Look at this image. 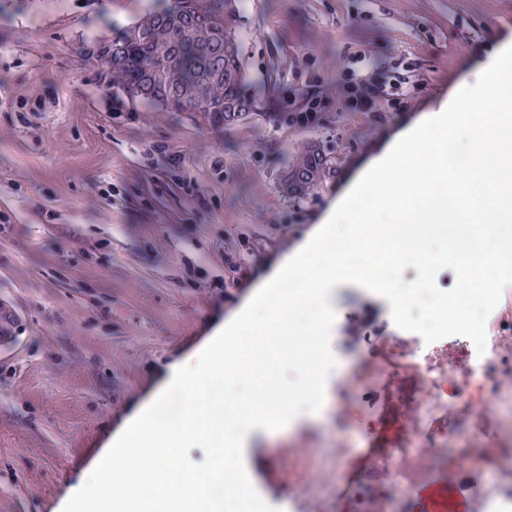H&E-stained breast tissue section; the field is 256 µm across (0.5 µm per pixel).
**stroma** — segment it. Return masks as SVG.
Listing matches in <instances>:
<instances>
[{
    "label": "stroma",
    "mask_w": 512,
    "mask_h": 512,
    "mask_svg": "<svg viewBox=\"0 0 512 512\" xmlns=\"http://www.w3.org/2000/svg\"><path fill=\"white\" fill-rule=\"evenodd\" d=\"M158 4L0 0V306L18 316L0 346V512H61L97 456L317 232L391 138L443 111L512 41V0H244L259 106L214 131L133 109L99 75L93 39ZM367 47L415 66L427 89L374 118L332 111L312 126L288 123V88ZM312 141L335 170L306 198H288V163ZM228 253L245 260L231 279ZM329 300L337 371L392 370L341 397L328 391V407L348 408L352 449L336 482L313 483V494L329 512H354L345 489L358 478L447 491L453 448L436 464L383 463L405 439L403 395L421 378L404 357L411 333L378 294L344 285ZM458 417L487 463L505 462L503 417L465 406ZM331 439L323 412L249 431L243 459L256 492L287 512L298 492L275 475L278 450L300 441L318 461Z\"/></svg>",
    "instance_id": "stroma-1"
}]
</instances>
